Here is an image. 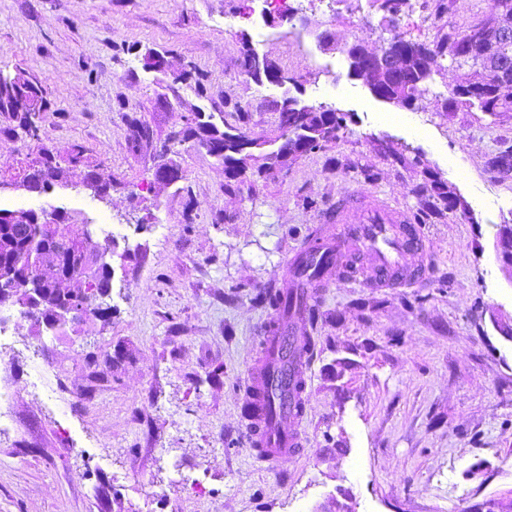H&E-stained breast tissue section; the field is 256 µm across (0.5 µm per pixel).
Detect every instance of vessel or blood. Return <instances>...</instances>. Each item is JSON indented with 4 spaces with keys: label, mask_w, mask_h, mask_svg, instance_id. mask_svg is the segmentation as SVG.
<instances>
[{
    "label": "vessel or blood",
    "mask_w": 512,
    "mask_h": 512,
    "mask_svg": "<svg viewBox=\"0 0 512 512\" xmlns=\"http://www.w3.org/2000/svg\"><path fill=\"white\" fill-rule=\"evenodd\" d=\"M316 230V246H300L279 276L284 296L293 300L291 319L309 323L318 288L344 278L348 263L368 259L366 288H412L428 277L424 228L389 205L358 193L341 197ZM261 356L250 368L241 412L250 443L262 461L300 453L305 439L295 424L303 406L306 370L313 359L311 339L275 320L263 325Z\"/></svg>",
    "instance_id": "vessel-or-blood-1"
}]
</instances>
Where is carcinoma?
Returning a JSON list of instances; mask_svg holds the SVG:
<instances>
[{
    "mask_svg": "<svg viewBox=\"0 0 512 512\" xmlns=\"http://www.w3.org/2000/svg\"><path fill=\"white\" fill-rule=\"evenodd\" d=\"M385 2L387 0H373L383 19L394 28L407 0H397L399 6L394 13L384 8ZM468 32L467 28H450L430 42H416L400 36L392 38L387 42V55L391 57L389 68L379 76L373 95L394 97L410 108L415 106L418 87L431 77L436 60L447 55L457 67H468L446 101L448 108L475 106L491 114L512 112V95L505 93L512 87V37L503 40L489 33L469 52L464 46ZM242 55L243 62H251L247 70L251 79L257 80L268 74V61L259 58L245 41L242 42ZM49 110L50 102L43 88L31 87L30 81L20 72L12 77L0 72V112L11 115L15 126L10 132L20 129L27 137L39 138ZM305 114L304 123L281 128L278 139L282 143L277 149L263 150L255 155L245 152L252 141L246 132L226 123L219 125L203 112H194L184 130L161 145L157 166L178 163L173 147L191 139L194 146L206 149L209 155L224 163V176L229 182L239 180L249 169L259 174L267 172L285 165L290 158L320 150L339 138L344 114L325 105L309 104ZM65 175V167L49 161L43 153L25 168L27 182L46 188L63 182ZM83 187L103 200L109 196L112 183L93 168L87 171ZM78 230L82 231L87 252L94 259L96 278H82L81 271L75 266L68 280L69 287L63 289L55 269L61 266L64 258L53 236ZM111 285L112 253L99 249L93 242L91 230L73 222L68 214L58 213L54 219L47 220L27 210L0 208V304L12 301L20 305L24 317L59 330L67 323L61 321L54 326L47 321V316L58 296L63 292L70 293L81 300L82 313L90 312L107 323L112 318V306L106 305L104 295L110 292ZM257 301L276 312L287 307L279 292H261Z\"/></svg>",
    "mask_w": 512,
    "mask_h": 512,
    "instance_id": "1",
    "label": "carcinoma"
}]
</instances>
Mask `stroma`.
<instances>
[{"label":"stroma","mask_w":512,"mask_h":512,"mask_svg":"<svg viewBox=\"0 0 512 512\" xmlns=\"http://www.w3.org/2000/svg\"><path fill=\"white\" fill-rule=\"evenodd\" d=\"M0 0V71L23 72L50 101L41 140L10 134L0 113V208L53 204L92 224L112 252L110 322L85 314L64 331L9 315L0 350V512H469L512 500V178L491 160L512 147V112L446 110L460 72L439 58L411 125L350 77L339 46L379 50L391 33L419 42L488 12V0H408L395 31L369 0ZM332 34L338 48L319 36ZM288 75L244 72L241 39ZM138 44L140 54L123 47ZM164 66L145 67L142 51ZM194 68L206 91L175 82ZM346 119L338 139L259 180L226 187L205 150L179 148L183 177L153 180L157 152L191 113L275 136L283 95ZM149 126L135 143L126 121ZM86 165L38 197L9 185L41 145ZM112 181L82 185L87 165ZM440 181L461 205L448 211ZM363 193L422 224L435 272L425 288L331 282L310 331L302 453L259 461L241 404L270 313L258 290L340 196ZM204 485L194 497L188 484Z\"/></svg>","instance_id":"35a3bbf8"}]
</instances>
